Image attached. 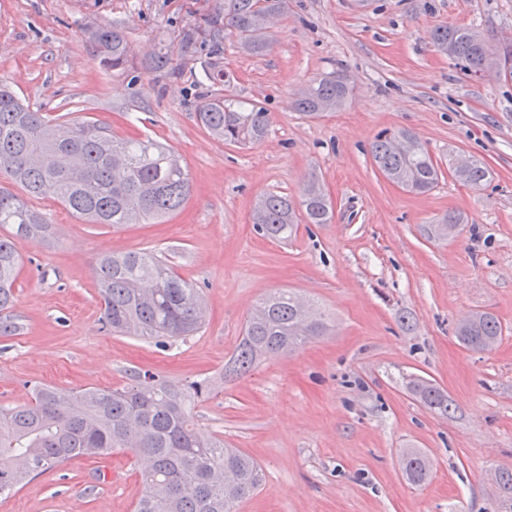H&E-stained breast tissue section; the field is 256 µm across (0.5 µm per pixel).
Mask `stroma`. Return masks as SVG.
<instances>
[{
  "mask_svg": "<svg viewBox=\"0 0 512 512\" xmlns=\"http://www.w3.org/2000/svg\"><path fill=\"white\" fill-rule=\"evenodd\" d=\"M215 0H0V80L32 109L68 112L149 136L182 158L192 193L158 224H86L59 202L37 200L53 226L43 244L17 242L20 335L0 338V404L29 387L120 388L130 371L211 378L217 390L199 426L263 468L261 490L239 512H501L486 474L512 470V80L464 70L437 51L438 26H472L491 42L512 34V0H288L267 51L224 41L231 84L203 82L206 55L178 59L179 78L143 70L158 37L177 43L205 26ZM124 29L134 69L104 70L86 26ZM347 76L341 107L310 119L298 91L329 72ZM227 95L271 112L266 139L245 148L213 138L193 115L194 93ZM414 136L442 165L437 188L414 194L390 182L370 146L383 130ZM485 163L479 188L452 174L457 156ZM316 174L334 216L291 239L256 233L257 202L299 199ZM463 216L453 235L437 228ZM151 251L201 288L202 331L159 346L99 323L94 269L105 252ZM296 292L328 324L288 355L225 377L256 306ZM476 311L498 318L501 341L474 351L455 336ZM420 377L448 397L441 415L408 387ZM432 468L409 485L402 454ZM140 463L129 452L75 458L0 501V512H134Z\"/></svg>",
  "mask_w": 512,
  "mask_h": 512,
  "instance_id": "obj_1",
  "label": "stroma"
}]
</instances>
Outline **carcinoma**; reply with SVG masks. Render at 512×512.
Returning a JSON list of instances; mask_svg holds the SVG:
<instances>
[{"mask_svg":"<svg viewBox=\"0 0 512 512\" xmlns=\"http://www.w3.org/2000/svg\"><path fill=\"white\" fill-rule=\"evenodd\" d=\"M286 0H218L224 26L214 25L200 38L191 27L182 31L179 52L193 57L199 46L209 47L208 80L229 77L219 69L224 33L239 47L259 54L268 47L266 19L286 13ZM100 66L112 71L129 68L126 34L108 23L85 30ZM436 48L461 62L470 72L497 79L512 78V67L488 59L486 36L472 27L438 26ZM164 76L178 73L173 51L162 45L142 63ZM346 77L337 72L306 84L295 100L297 111L309 117L336 110L349 95ZM199 125L226 143L246 147L261 142L272 114L253 104L244 108L229 98L201 97L194 106ZM408 133L377 135L371 154L378 169L392 183L415 193L438 185L442 170L423 147L410 151ZM490 178L487 166L471 161L457 179L473 188ZM0 179L19 186L22 193L0 190V337L17 336L23 329L12 313L14 284L21 257L15 241L41 244L52 233L47 217L30 203L53 198L90 224H143L177 212L192 191L180 156L153 138H118L105 123L87 117L51 118L25 105L0 83ZM308 224H326L333 217L331 201L315 174L304 183L300 201L269 194L255 209L253 224L265 238L288 240L295 226L296 208ZM102 328L141 340L168 341L194 336L206 321L200 289L184 280L171 262L156 253H104L95 268ZM305 300L278 291L263 300L248 318L235 355L224 374L241 376L270 354H288L326 329L322 319L311 320ZM465 347L483 351L503 335L500 322L488 312H475L456 326ZM122 388L64 390L45 384L31 387L29 401L0 405V493L57 469L78 457L104 458L115 450H129L147 463L140 472L143 494L135 512H237L239 503L261 487L260 465L248 454L224 445V440L194 421L196 402L213 393L210 380L169 381L135 371ZM413 395L429 410L448 414V396L430 381L410 380ZM403 472L411 485L424 483L428 458L416 449L403 458ZM503 494L502 508L512 512V470L496 478Z\"/></svg>","mask_w":512,"mask_h":512,"instance_id":"obj_1","label":"carcinoma"}]
</instances>
